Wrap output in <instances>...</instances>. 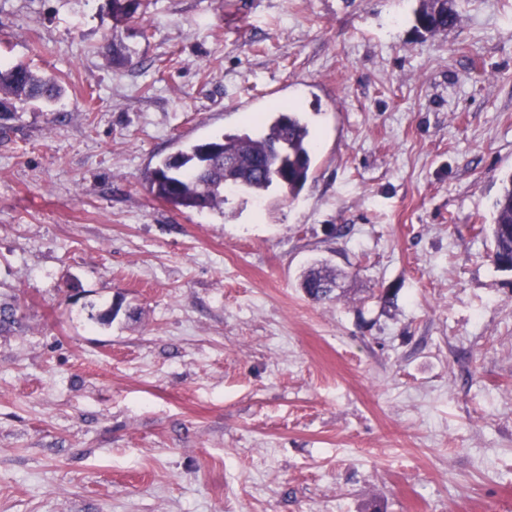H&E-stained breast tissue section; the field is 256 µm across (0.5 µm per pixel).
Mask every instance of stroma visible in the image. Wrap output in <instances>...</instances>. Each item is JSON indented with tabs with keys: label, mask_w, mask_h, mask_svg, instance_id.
Masks as SVG:
<instances>
[{
	"label": "stroma",
	"mask_w": 512,
	"mask_h": 512,
	"mask_svg": "<svg viewBox=\"0 0 512 512\" xmlns=\"http://www.w3.org/2000/svg\"><path fill=\"white\" fill-rule=\"evenodd\" d=\"M453 3L0 0V65L65 88L0 117V512H512V0ZM262 96L317 144L297 199L149 194ZM448 2V0L421 1L419 9L415 12V20L417 23L428 21L425 32L445 31L457 26L459 15L451 6H448ZM489 226L493 240L490 258L498 269L512 272V173L501 180ZM336 270L327 264L319 263L306 270L300 281V288L312 300L330 299L336 288Z\"/></svg>",
	"instance_id": "1"
}]
</instances>
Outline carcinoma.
<instances>
[{
  "instance_id": "obj_1",
  "label": "carcinoma",
  "mask_w": 512,
  "mask_h": 512,
  "mask_svg": "<svg viewBox=\"0 0 512 512\" xmlns=\"http://www.w3.org/2000/svg\"><path fill=\"white\" fill-rule=\"evenodd\" d=\"M416 22L428 21L425 31L434 33L457 26L458 13L448 0H421ZM63 88L50 77L17 63L0 67V105L14 102H53ZM271 115L253 121L251 132L224 134L191 144L162 159L148 170L145 180L152 195L184 212L224 211L229 196L245 193L260 197L279 188L296 198L307 183L312 168L314 142L308 123L286 104H275ZM234 161L235 187L224 183V155ZM490 258L502 271L512 272V173L501 180L493 203ZM336 270L319 263L306 270L300 288L311 299L331 298Z\"/></svg>"
}]
</instances>
